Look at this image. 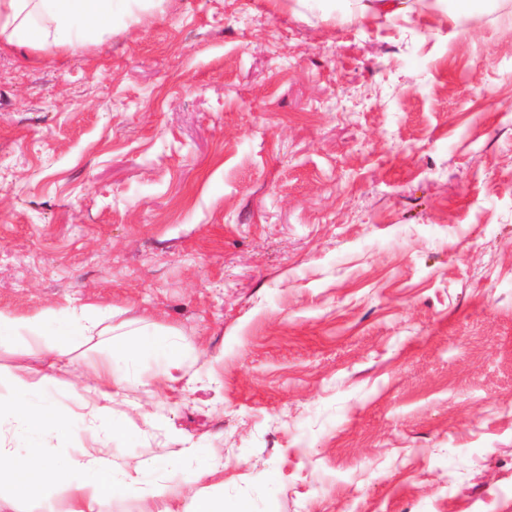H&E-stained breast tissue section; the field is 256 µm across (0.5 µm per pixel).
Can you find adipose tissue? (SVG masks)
<instances>
[{"label":"adipose tissue","mask_w":512,"mask_h":512,"mask_svg":"<svg viewBox=\"0 0 512 512\" xmlns=\"http://www.w3.org/2000/svg\"><path fill=\"white\" fill-rule=\"evenodd\" d=\"M160 0H0V44L48 50L109 31L137 5ZM111 309L92 303L32 316L0 311V346L34 342L37 367L0 376V505L30 503L34 512H102L115 500L138 502L137 512H245L239 503L205 509L195 488L215 474L205 449L189 447L161 457L153 467L118 469L112 446L124 430L92 426L130 387L150 390L173 380L190 352L172 330L146 320L113 323ZM86 348V379L69 375L75 353ZM78 440L77 454L56 453L62 435Z\"/></svg>","instance_id":"ef3b65f1"}]
</instances>
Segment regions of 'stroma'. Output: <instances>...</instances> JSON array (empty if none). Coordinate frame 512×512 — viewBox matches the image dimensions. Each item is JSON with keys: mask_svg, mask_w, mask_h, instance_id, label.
Instances as JSON below:
<instances>
[{"mask_svg": "<svg viewBox=\"0 0 512 512\" xmlns=\"http://www.w3.org/2000/svg\"><path fill=\"white\" fill-rule=\"evenodd\" d=\"M81 303L196 351L96 416L116 465L193 443L253 512H512V0L0 45V310Z\"/></svg>", "mask_w": 512, "mask_h": 512, "instance_id": "35a3bbf8", "label": "stroma"}]
</instances>
